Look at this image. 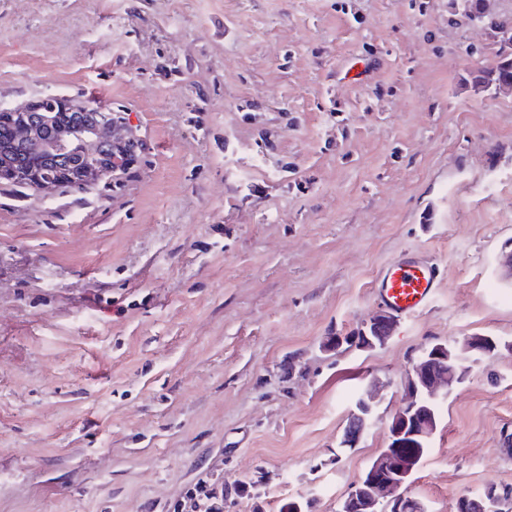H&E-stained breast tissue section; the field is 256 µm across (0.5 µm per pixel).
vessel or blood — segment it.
<instances>
[{
    "label": "vessel or blood",
    "instance_id": "obj_1",
    "mask_svg": "<svg viewBox=\"0 0 512 512\" xmlns=\"http://www.w3.org/2000/svg\"><path fill=\"white\" fill-rule=\"evenodd\" d=\"M381 302L391 311L408 315L427 305L436 288L432 268L404 257L387 265L377 278Z\"/></svg>",
    "mask_w": 512,
    "mask_h": 512
}]
</instances>
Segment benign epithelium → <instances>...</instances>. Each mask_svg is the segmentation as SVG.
I'll list each match as a JSON object with an SVG mask.
<instances>
[{
  "instance_id": "1",
  "label": "benign epithelium",
  "mask_w": 512,
  "mask_h": 512,
  "mask_svg": "<svg viewBox=\"0 0 512 512\" xmlns=\"http://www.w3.org/2000/svg\"><path fill=\"white\" fill-rule=\"evenodd\" d=\"M490 32L499 51L512 49V27H492ZM81 104L78 99L66 97H56L49 103L39 98L22 106H12L8 111L64 112ZM134 142L132 123L121 118L120 113L108 111L92 127L60 130L56 140L44 143V147L66 158L62 180L92 187L100 184L106 175L118 171L128 159L121 153V148ZM90 149L102 152V164L79 167L72 162L75 153ZM0 180L27 185L45 200L54 198L61 191V180H46L29 168L5 163L0 165ZM395 323L393 315L378 311L355 334L326 337L322 348L333 351L344 346L359 350L381 347L391 337ZM461 371L459 357L451 354L448 346L443 344L432 350L427 348L413 359L405 381V403L393 413L388 427L387 448L372 460L355 483L354 490L360 494V512H386L390 507L395 512H427L420 501L407 494V484L419 453L429 447L437 430L438 409L448 398V376ZM381 394L382 385L376 381L363 390L350 411L340 447H356L381 401Z\"/></svg>"
}]
</instances>
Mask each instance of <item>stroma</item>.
<instances>
[{
	"label": "stroma",
	"instance_id": "1",
	"mask_svg": "<svg viewBox=\"0 0 512 512\" xmlns=\"http://www.w3.org/2000/svg\"><path fill=\"white\" fill-rule=\"evenodd\" d=\"M453 0H0V103L91 100L133 165L45 201L0 184V512H173L201 478L337 512L430 344L512 342V92ZM412 256L421 311L324 351ZM383 400L340 447L364 386ZM512 488V352L469 366L409 485ZM396 320L386 311L376 312L370 320L353 335L329 336L322 343L324 351L339 350L344 345L359 350L373 349L385 345L392 335ZM376 336H370V331Z\"/></svg>",
	"mask_w": 512,
	"mask_h": 512
}]
</instances>
